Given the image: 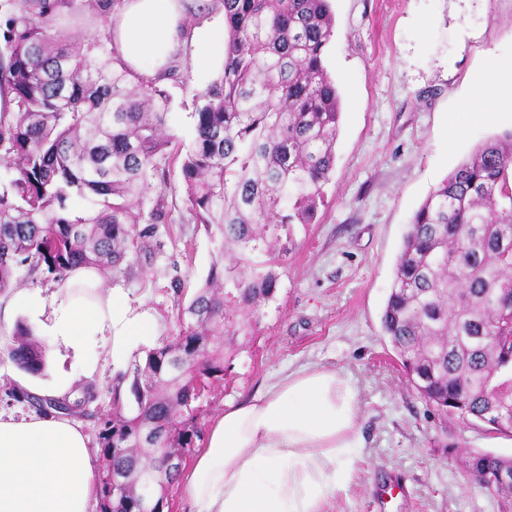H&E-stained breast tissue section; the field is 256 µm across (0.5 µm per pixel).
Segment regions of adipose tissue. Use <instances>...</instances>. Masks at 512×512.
I'll list each match as a JSON object with an SVG mask.
<instances>
[{
	"mask_svg": "<svg viewBox=\"0 0 512 512\" xmlns=\"http://www.w3.org/2000/svg\"><path fill=\"white\" fill-rule=\"evenodd\" d=\"M183 0H121L108 15L110 44L136 76L165 74L186 54L198 74L218 76L215 51L223 15L187 29ZM512 108V78L485 66L459 111L488 120L487 102ZM95 268L72 270L52 296L15 292L12 304L40 320L46 335L74 349L86 336L125 320V304L109 296L81 297L98 287ZM358 390L336 370L301 369L259 397L228 406L211 421L204 448L178 482L191 512H324L352 479L357 450ZM98 461L82 426L68 417L0 414V512H91L97 498Z\"/></svg>",
	"mask_w": 512,
	"mask_h": 512,
	"instance_id": "obj_1",
	"label": "adipose tissue"
}]
</instances>
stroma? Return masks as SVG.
Masks as SVG:
<instances>
[{
	"label": "stroma",
	"instance_id": "stroma-1",
	"mask_svg": "<svg viewBox=\"0 0 512 512\" xmlns=\"http://www.w3.org/2000/svg\"><path fill=\"white\" fill-rule=\"evenodd\" d=\"M331 9L325 64L342 98L335 169L312 223L292 225L275 293L249 341L234 347L223 381L197 400L198 427L207 431L226 404L288 372L330 368L358 389L363 446L348 490L328 512H379L376 494L385 484L403 492L392 512H503L498 496L469 480L460 458L512 457V434L443 414L414 392L381 318L413 213L480 143L512 131L510 110L475 125L458 109L489 59L512 60V0H331ZM107 19L94 0H74L60 27L89 42L107 37ZM176 65L160 87L169 97L167 132L186 152L195 136V95L206 84L189 59ZM452 119L467 130L453 145L446 137ZM164 169L144 197L148 208L164 198L167 212L149 240L150 258L101 276V295L125 299L139 337L96 333L76 351L43 335L10 307V292L0 293V412L31 414L9 391L46 395L64 380L92 385L98 407L109 411L115 375L176 332L179 308L207 277L215 243L184 204L180 160L168 159ZM22 327L47 348L42 373L3 358Z\"/></svg>",
	"mask_w": 512,
	"mask_h": 512
}]
</instances>
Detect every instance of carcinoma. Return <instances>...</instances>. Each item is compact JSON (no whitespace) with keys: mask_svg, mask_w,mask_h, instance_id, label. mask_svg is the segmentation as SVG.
Segmentation results:
<instances>
[{"mask_svg":"<svg viewBox=\"0 0 512 512\" xmlns=\"http://www.w3.org/2000/svg\"><path fill=\"white\" fill-rule=\"evenodd\" d=\"M72 2L22 0L9 21L0 86L16 111L0 115V145L17 177L0 179V292L23 265H44L60 283L79 266L118 271L151 254L147 234L166 217L164 199L146 213L142 198L172 144L167 96L133 78L104 42L73 44L56 13ZM222 4L223 74L197 96L196 137L181 163L189 211L220 240L204 284L179 308L178 334L115 377L107 414L90 386L60 397L11 393L42 415L93 423L105 466L130 479L116 496L99 473V512H140L161 449L193 447L196 388L176 362L224 378L225 340L247 331L275 291L279 231L312 223L335 165L341 100L325 65L329 0ZM143 220L149 227L133 233ZM382 327L424 399L512 431V132L479 144L414 213ZM18 334L7 357L42 372L45 346ZM465 464L509 512L512 480L495 473H511L512 460L480 454Z\"/></svg>","mask_w":512,"mask_h":512,"instance_id":"carcinoma-1","label":"carcinoma"}]
</instances>
